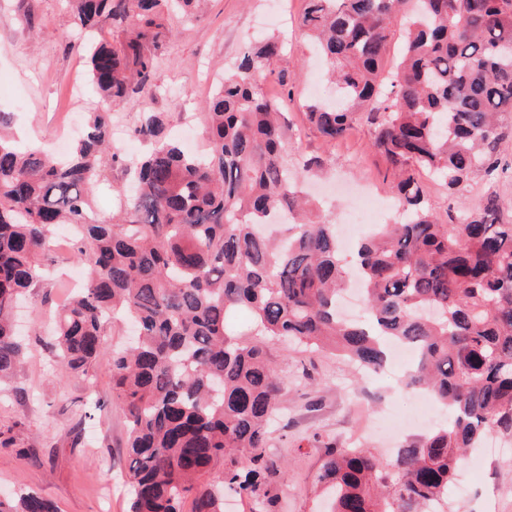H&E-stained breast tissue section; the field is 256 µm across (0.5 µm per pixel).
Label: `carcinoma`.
I'll use <instances>...</instances> for the list:
<instances>
[{
	"label": "carcinoma",
	"mask_w": 512,
	"mask_h": 512,
	"mask_svg": "<svg viewBox=\"0 0 512 512\" xmlns=\"http://www.w3.org/2000/svg\"><path fill=\"white\" fill-rule=\"evenodd\" d=\"M77 24L133 19L120 44L88 47L89 76L105 106L155 91L167 38L164 10L195 17L204 0H70ZM297 17L316 41L340 91L313 101L305 118L326 142L354 121L371 130L402 211L362 240L353 262L367 320L336 310L349 266L334 225L302 195L319 166L292 176L283 158L281 100L256 75L280 57L268 38L246 47L215 87L204 115L203 155L165 134L160 112L141 113L134 134L148 149L134 164L114 152L112 113L87 115L85 133L58 161L23 151L0 113V382L23 356L14 309L41 285V254L57 228L73 227L71 252L89 269L55 311L59 363L87 374L103 361L112 401L129 421V512H224V491L273 512L279 474L266 453L267 425L283 388L263 345L240 342L230 312L245 308L268 344L293 341L365 372L386 363L384 340L416 349L404 385L432 393L450 422L400 448L385 465L357 448L327 445L320 482L332 512H417L448 494L470 448L492 431L512 437V204L497 193L472 210L428 209L421 177L458 191L512 171L501 146L512 138V0H304ZM401 58L384 68L396 22ZM133 170L135 191L109 224L94 210L108 165ZM287 212L275 235L262 230ZM138 328L107 352L112 316ZM249 455L242 471L237 455ZM0 512H55L36 492L0 498Z\"/></svg>",
	"instance_id": "obj_1"
}]
</instances>
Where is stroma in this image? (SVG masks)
Returning <instances> with one entry per match:
<instances>
[{
  "mask_svg": "<svg viewBox=\"0 0 512 512\" xmlns=\"http://www.w3.org/2000/svg\"><path fill=\"white\" fill-rule=\"evenodd\" d=\"M301 8V0H209L196 18L166 15L173 35L154 74L156 94L113 106V120L127 129L115 141V151L128 158L140 154L132 129L143 112L164 113L170 132L187 135L190 145H204L203 112L215 81L251 41L282 33L288 39L285 54L258 79L276 94L277 71L291 74L292 91L283 101L290 127L283 156L289 169L309 157L320 159L317 183L329 194L323 209L333 224L354 207L353 194L364 182L382 193L377 206L383 222L394 221L392 177L371 148L369 126L355 123L344 141L328 145L303 120L310 85H319L326 98L333 89L325 61L293 25ZM80 39L64 0H0V112L10 114L13 131L24 141L55 149L60 126L82 120L98 106L87 60L77 47ZM425 189L431 211L441 218L449 203L472 209L493 190L512 201L508 179L492 185L476 180L453 197L430 180ZM42 261L51 277L32 290L21 313L23 365L0 382V498L34 491L58 512H128V426L124 410L112 401L111 375L102 363L86 375L64 372L48 336L64 287L83 267L54 250ZM268 352L287 393L268 428L267 453L287 468L273 484L276 512H326L317 482L324 443L355 444L387 461L405 440L446 419L439 407L428 415L417 413L410 391L401 386L404 369L389 367L363 378L335 357L298 346L278 343ZM457 476L468 491L451 497L454 512H485L491 501L496 512H512V457L476 449L465 456Z\"/></svg>",
  "mask_w": 512,
  "mask_h": 512,
  "instance_id": "stroma-1",
  "label": "stroma"
}]
</instances>
